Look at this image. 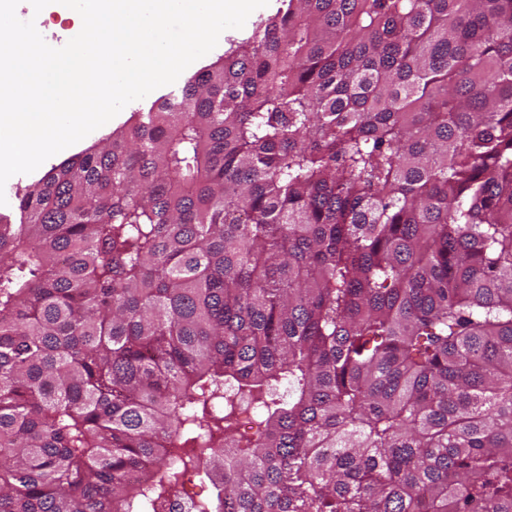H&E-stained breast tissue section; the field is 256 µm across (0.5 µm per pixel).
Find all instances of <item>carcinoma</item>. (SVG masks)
Masks as SVG:
<instances>
[{
  "instance_id": "cac0c4a2",
  "label": "carcinoma",
  "mask_w": 512,
  "mask_h": 512,
  "mask_svg": "<svg viewBox=\"0 0 512 512\" xmlns=\"http://www.w3.org/2000/svg\"><path fill=\"white\" fill-rule=\"evenodd\" d=\"M285 2L0 223V512H512V0Z\"/></svg>"
}]
</instances>
